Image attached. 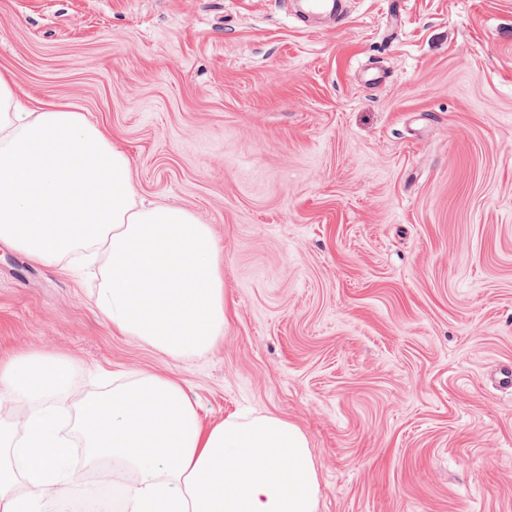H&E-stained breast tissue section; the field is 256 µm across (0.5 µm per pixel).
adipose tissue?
Here are the masks:
<instances>
[{
    "mask_svg": "<svg viewBox=\"0 0 512 512\" xmlns=\"http://www.w3.org/2000/svg\"><path fill=\"white\" fill-rule=\"evenodd\" d=\"M36 264L97 266L92 298L113 331L173 358L224 341V265L209 225L168 204L141 207L131 160L78 105L25 110L0 72V241ZM92 462L120 463L125 512H316L318 473L287 420L204 426L176 380L119 375L83 399Z\"/></svg>",
    "mask_w": 512,
    "mask_h": 512,
    "instance_id": "obj_1",
    "label": "adipose tissue"
}]
</instances>
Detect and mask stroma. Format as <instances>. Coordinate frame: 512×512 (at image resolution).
Segmentation results:
<instances>
[{"mask_svg":"<svg viewBox=\"0 0 512 512\" xmlns=\"http://www.w3.org/2000/svg\"><path fill=\"white\" fill-rule=\"evenodd\" d=\"M0 71L211 226L226 309L222 345L174 359L1 242V362H77L73 404L148 369L204 424L293 422L317 512H512V0L308 27L291 0H0Z\"/></svg>","mask_w":512,"mask_h":512,"instance_id":"obj_1","label":"stroma"}]
</instances>
